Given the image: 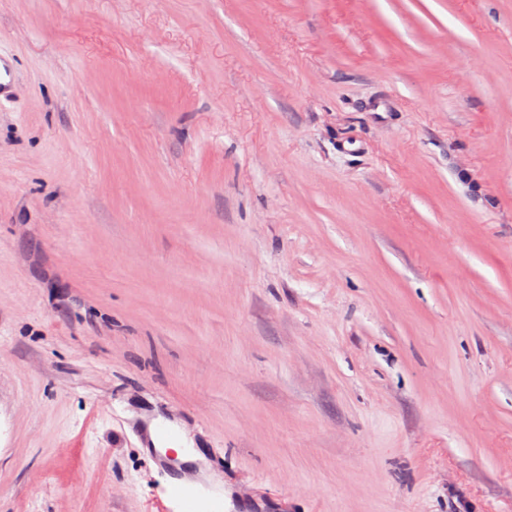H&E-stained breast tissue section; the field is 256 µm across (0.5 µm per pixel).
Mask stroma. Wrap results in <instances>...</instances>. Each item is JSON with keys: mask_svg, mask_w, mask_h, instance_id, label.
I'll use <instances>...</instances> for the list:
<instances>
[{"mask_svg": "<svg viewBox=\"0 0 512 512\" xmlns=\"http://www.w3.org/2000/svg\"><path fill=\"white\" fill-rule=\"evenodd\" d=\"M0 512H512V0H0ZM434 108H427V100ZM14 85L15 75L11 60L0 52V106L11 102ZM174 450L180 460L186 464H189L190 467H188L187 470L181 472V474L177 477L171 478L174 482H186L191 481L190 479H194L197 477V474L199 473L203 477H205L209 482L213 483L215 486L219 487L221 484V478L217 473L210 472L205 473V471L202 469V464L206 461L205 457L196 449V448H180V447H174L170 448ZM193 468H192V467ZM194 467H197L198 471L195 473ZM165 492L168 500L177 507L176 511L168 512H222L195 483H168Z\"/></svg>", "mask_w": 512, "mask_h": 512, "instance_id": "stroma-1", "label": "stroma"}]
</instances>
